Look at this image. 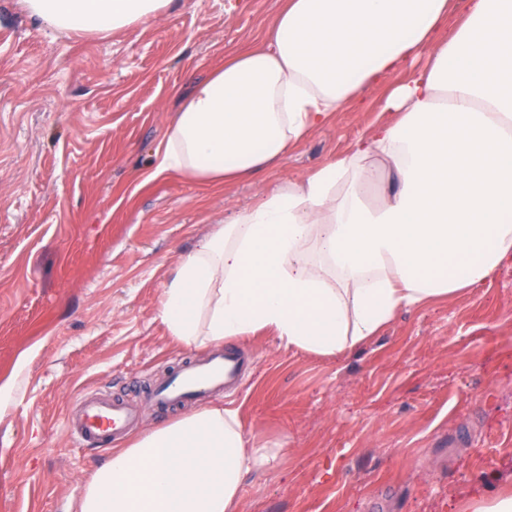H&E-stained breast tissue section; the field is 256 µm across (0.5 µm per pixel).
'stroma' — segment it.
Listing matches in <instances>:
<instances>
[{
	"label": "stroma",
	"instance_id": "obj_1",
	"mask_svg": "<svg viewBox=\"0 0 512 512\" xmlns=\"http://www.w3.org/2000/svg\"><path fill=\"white\" fill-rule=\"evenodd\" d=\"M283 0H171L108 36L55 31L0 0V512H77L108 452L75 443L78 399L139 403L138 431L195 411L150 405L208 348L176 342L163 291L197 240L344 156L385 89L334 113L251 179L152 178L181 100L260 43ZM253 364L233 393L246 434L283 447L250 472L245 512H460L512 487V263L483 288L401 310L342 357L268 330L231 339Z\"/></svg>",
	"mask_w": 512,
	"mask_h": 512
}]
</instances>
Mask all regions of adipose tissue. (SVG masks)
Returning a JSON list of instances; mask_svg holds the SVG:
<instances>
[{
  "mask_svg": "<svg viewBox=\"0 0 512 512\" xmlns=\"http://www.w3.org/2000/svg\"><path fill=\"white\" fill-rule=\"evenodd\" d=\"M65 33L111 34L171 0H23ZM287 0L261 46L198 82L155 175L246 179L384 81L396 122L202 238L161 300L170 336L218 345L258 330L321 356L403 309L485 286L512 261V0ZM394 189L367 190L382 174ZM221 405L144 432L88 482L78 512H243L240 485L278 464Z\"/></svg>",
  "mask_w": 512,
  "mask_h": 512,
  "instance_id": "1",
  "label": "adipose tissue"
}]
</instances>
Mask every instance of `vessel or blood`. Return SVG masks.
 I'll return each mask as SVG.
<instances>
[{"label": "vessel or blood", "instance_id": "1", "mask_svg": "<svg viewBox=\"0 0 512 512\" xmlns=\"http://www.w3.org/2000/svg\"><path fill=\"white\" fill-rule=\"evenodd\" d=\"M245 368V360L235 349L224 348L159 384L152 400L164 406L201 399L212 388L236 383ZM140 414L139 407L86 394L69 419V430L83 445L101 447L124 434Z\"/></svg>", "mask_w": 512, "mask_h": 512}]
</instances>
